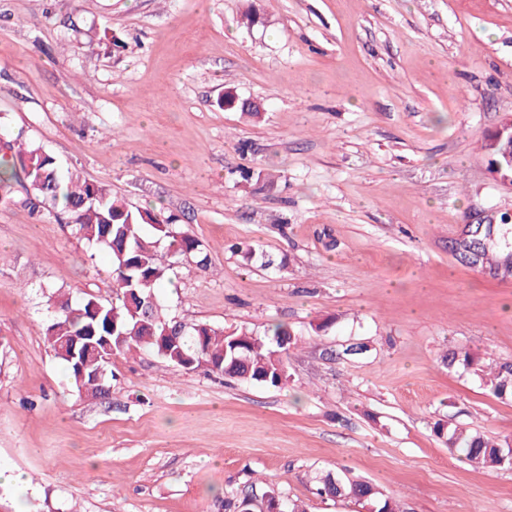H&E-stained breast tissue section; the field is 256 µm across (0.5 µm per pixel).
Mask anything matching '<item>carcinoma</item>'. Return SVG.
Instances as JSON below:
<instances>
[{
    "instance_id": "cac0c4a2",
    "label": "carcinoma",
    "mask_w": 512,
    "mask_h": 512,
    "mask_svg": "<svg viewBox=\"0 0 512 512\" xmlns=\"http://www.w3.org/2000/svg\"><path fill=\"white\" fill-rule=\"evenodd\" d=\"M219 108L258 114L256 107L239 98L232 88L217 101ZM21 135L11 138L0 133V199L12 183L24 178L30 186L25 202L34 211L58 210L69 216L74 231L89 244L106 251L113 268L115 298L104 303L92 295L74 301L56 291L49 297L53 318L44 336L55 356L69 372L76 391L84 396L102 395L94 375L106 369L112 356L132 348H146L166 362L185 368L205 366L209 371L245 384L279 387L287 380L284 364L277 351L297 343L292 328L276 324L265 336L247 330L226 331L207 323H198L183 331L178 343L164 339L166 330L176 322L165 317L159 304L146 299L158 297L157 290L169 279L173 254L191 256L199 244L189 231L173 229L170 219L148 209H132L114 197L99 183L80 180L58 166L54 157L39 146L19 145ZM479 263L493 261V231L486 226L476 237ZM79 334L105 336L111 347L100 341L81 356L84 373L74 368L67 343ZM288 345L281 346L282 340ZM448 368L480 378L499 399H512V363L498 362L486 372L482 359L467 349L453 350L446 356ZM434 435L449 450H461L466 458L487 469L512 468V443L498 442L463 425L437 421ZM321 497L344 498L360 502L369 512H402L399 500L372 483L345 472H327L317 479Z\"/></svg>"
}]
</instances>
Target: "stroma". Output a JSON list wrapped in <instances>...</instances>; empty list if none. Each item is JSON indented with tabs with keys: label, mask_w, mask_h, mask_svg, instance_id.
Here are the masks:
<instances>
[{
	"label": "stroma",
	"mask_w": 512,
	"mask_h": 512,
	"mask_svg": "<svg viewBox=\"0 0 512 512\" xmlns=\"http://www.w3.org/2000/svg\"><path fill=\"white\" fill-rule=\"evenodd\" d=\"M230 86L259 117L218 107ZM511 115L512 0H0V120L206 254L178 259L166 314L302 335L278 387L136 349L113 355L109 396L78 395L43 289L110 300L111 263L13 184L0 470L28 481L0 484V512H224L269 489L364 512L316 495L329 469L404 512H512V469L431 432L512 438V401L444 361H512V270L454 248L471 224L512 247V188L483 150ZM355 341L370 352L336 357Z\"/></svg>",
	"instance_id": "1"
}]
</instances>
